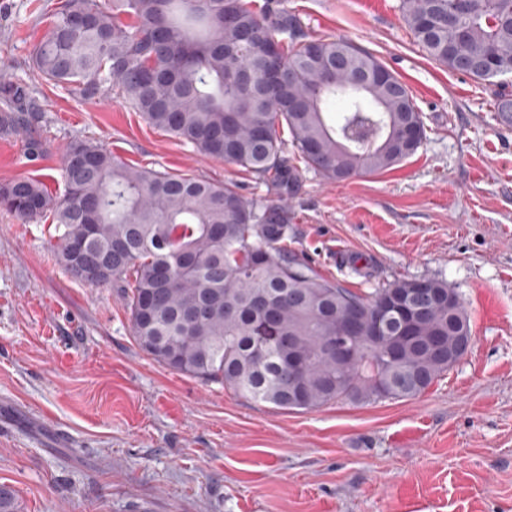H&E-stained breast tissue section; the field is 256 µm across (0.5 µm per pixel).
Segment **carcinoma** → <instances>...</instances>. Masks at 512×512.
I'll list each match as a JSON object with an SVG mask.
<instances>
[{
  "label": "carcinoma",
  "mask_w": 512,
  "mask_h": 512,
  "mask_svg": "<svg viewBox=\"0 0 512 512\" xmlns=\"http://www.w3.org/2000/svg\"><path fill=\"white\" fill-rule=\"evenodd\" d=\"M401 10L432 60L488 81L467 62L490 56L497 75L512 74V0H401ZM32 63L38 78L85 99L117 86L151 126L272 178L282 195L300 176L287 163L283 124L294 155L336 181L388 170L426 137L410 90L375 56L346 38H308L288 10L248 0H61ZM359 76L363 92L349 89ZM338 95L348 101L331 123ZM27 106L1 65L0 131L22 129ZM410 126L421 136L405 147ZM80 155L93 159L87 173L73 168ZM60 175V194L31 177L1 185L0 209L24 224L51 218L57 262L79 281L124 289L135 340L176 372L289 411L405 400L452 368L457 337L472 336L462 301L448 307L443 280L425 279L436 300L419 296L413 279L363 296L285 255L282 211L234 183L135 168L82 139L66 147ZM74 245L90 259L112 254L109 272L88 275ZM268 308L284 344L255 338ZM357 308L385 336L341 362L340 324ZM291 354L300 362L292 371ZM0 512H16L9 485L0 484Z\"/></svg>",
  "instance_id": "carcinoma-1"
}]
</instances>
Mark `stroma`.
I'll return each mask as SVG.
<instances>
[{
  "label": "stroma",
  "mask_w": 512,
  "mask_h": 512,
  "mask_svg": "<svg viewBox=\"0 0 512 512\" xmlns=\"http://www.w3.org/2000/svg\"><path fill=\"white\" fill-rule=\"evenodd\" d=\"M311 37L350 39L406 84L426 138L403 163L292 198L161 131L109 89L84 100L34 76L57 0H0V62L38 110L0 133V185L62 191L74 139L136 168L234 182L288 216L285 246L361 294L444 280L473 343L420 395L308 411L256 403L155 361L123 289L72 278L49 220L0 211V484L17 512H512V126L496 87L415 43L401 0H284ZM44 153L29 160L27 137Z\"/></svg>",
  "instance_id": "stroma-1"
}]
</instances>
